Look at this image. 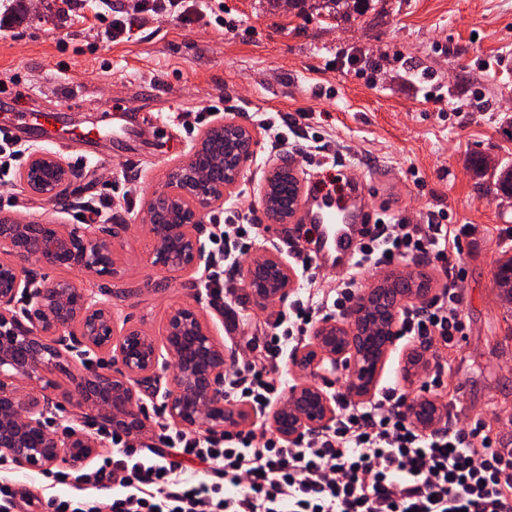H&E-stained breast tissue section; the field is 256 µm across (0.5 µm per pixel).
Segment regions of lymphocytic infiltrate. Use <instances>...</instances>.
I'll return each mask as SVG.
<instances>
[{"label":"lymphocytic infiltrate","instance_id":"f902f5d3","mask_svg":"<svg viewBox=\"0 0 512 512\" xmlns=\"http://www.w3.org/2000/svg\"><path fill=\"white\" fill-rule=\"evenodd\" d=\"M213 261L203 286L216 307L232 279L224 263L248 253L257 223L250 213L214 214ZM461 231L452 224H403L385 213L357 246L354 269L404 258L453 262ZM348 277L331 299L307 295L267 326L263 341L244 337L245 354L226 374L225 394L266 408L279 387L275 374L287 345L309 336L356 294ZM451 287L400 320V335L450 345L465 334ZM73 496L48 497L47 512H512V448L495 447L482 421L425 431L406 392L391 387L372 401L348 405L332 426L291 442L255 429L213 438L163 428L149 445L112 438V453L90 471H59ZM108 491L80 506L78 492Z\"/></svg>","mask_w":512,"mask_h":512}]
</instances>
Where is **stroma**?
<instances>
[{
    "mask_svg": "<svg viewBox=\"0 0 512 512\" xmlns=\"http://www.w3.org/2000/svg\"><path fill=\"white\" fill-rule=\"evenodd\" d=\"M210 13L198 21L138 11V0H70L58 17L54 0H37L25 20L0 23V114L23 104L56 112L60 127L91 129L92 143L60 139L50 144L79 174L63 199L48 202L0 187V210L24 223L70 224L79 202L106 198L107 224L126 230L117 241V272L29 268L39 278L85 279L99 298L111 300L117 324L135 325L163 342L170 312L199 302L216 340L227 352L228 320L204 296L201 267L162 273L147 261L142 227L146 204L202 130L185 134L180 116L229 99L216 123L254 125L276 111L290 123V140L314 135L338 155L345 172L368 194L372 209L426 222L443 211L463 225L459 255L448 273L397 261L393 272L425 271L433 296L456 285L466 334L458 345L435 342L436 367L409 364L413 347L399 339L376 384L399 385L411 401L433 400L466 424L486 422L497 447L512 448V302L495 286L502 254L512 255V197L495 193V166L512 165V0H372L350 19L315 12L271 10L268 0H201ZM128 15L129 38L100 36L98 12ZM360 50L356 66H342ZM170 128L158 139L154 119ZM132 126L127 140L110 135ZM239 185L261 200L265 177L278 161L265 132ZM312 228L303 216L292 224H260L252 253L291 260ZM225 308L247 317L239 335H262L284 301L257 305L238 284ZM439 378V386L422 385ZM26 483L34 512L42 499L65 497L67 485L42 473L9 466Z\"/></svg>",
    "mask_w": 512,
    "mask_h": 512,
    "instance_id": "stroma-1",
    "label": "stroma"
}]
</instances>
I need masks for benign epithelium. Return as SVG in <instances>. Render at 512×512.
Here are the masks:
<instances>
[{
    "instance_id": "7a95c632",
    "label": "benign epithelium",
    "mask_w": 512,
    "mask_h": 512,
    "mask_svg": "<svg viewBox=\"0 0 512 512\" xmlns=\"http://www.w3.org/2000/svg\"><path fill=\"white\" fill-rule=\"evenodd\" d=\"M258 146L253 129L243 124H217L206 131L176 167L193 178L181 185L168 180L147 205L143 224L153 267L171 272L200 264L202 224L238 186ZM287 177H295V166L283 156L265 179L264 215L269 224H288L298 213L295 205L283 208L277 203V190ZM77 178L78 173L56 155L35 151L19 175L18 187L27 196L55 200L69 192ZM49 228L52 233L44 235L40 225L23 224L0 213V448L9 450L17 467L39 472L50 471L61 459L79 465L96 454L98 441L84 430L90 419H101L121 435L145 432L150 416L139 393L149 392L159 377L155 339L136 326L116 334L111 302L97 298L77 281H38L26 269L35 258L49 268L108 274L116 264L115 239L126 225L103 229L96 224H51ZM262 265L279 268L281 276L258 288L251 270ZM246 280L251 296L261 305L285 298L293 284L287 264L271 253L252 260ZM410 281L401 275L384 280L351 303L344 321L325 320L315 343L294 352V367L318 382L292 388L274 412L275 430L283 438L294 441L307 431L328 426L335 408L322 385L336 370H349V396L371 393L389 349L399 339L395 313L410 299L432 302L429 289L413 288ZM20 294L26 308L17 314L12 307ZM375 306L387 313L381 325L364 322L367 308ZM163 336H177L182 344L179 348L165 343L177 371L162 409L175 424L186 429L202 426L220 435L250 419L252 411L224 394V371L232 355L215 340L197 305L172 310ZM79 346L109 354L106 370L73 378V390L60 397L48 394L57 388L51 375ZM22 379L32 385L25 395L18 389ZM70 408L77 410L81 426L69 427L61 438L50 433L47 413Z\"/></svg>"
}]
</instances>
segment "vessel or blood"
I'll list each match as a JSON object with an SVG mask.
<instances>
[{"label":"vessel or blood","instance_id":"obj_1","mask_svg":"<svg viewBox=\"0 0 512 512\" xmlns=\"http://www.w3.org/2000/svg\"><path fill=\"white\" fill-rule=\"evenodd\" d=\"M56 116L51 112H21L0 121V133L17 135L22 130L37 131L43 140L55 137ZM306 217L320 235L314 255L319 260L351 263L358 232L370 216L355 203L353 188L331 196L313 192L304 202Z\"/></svg>","mask_w":512,"mask_h":512}]
</instances>
